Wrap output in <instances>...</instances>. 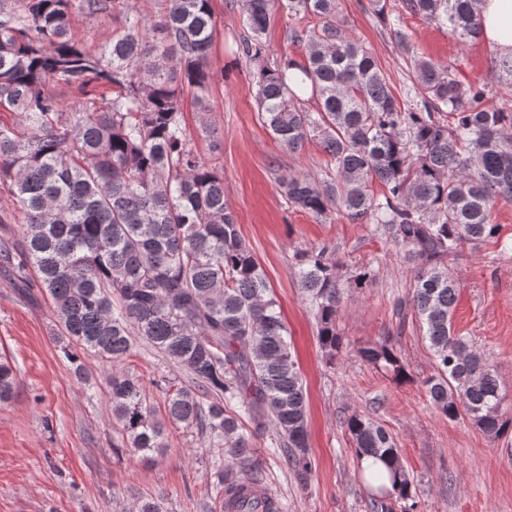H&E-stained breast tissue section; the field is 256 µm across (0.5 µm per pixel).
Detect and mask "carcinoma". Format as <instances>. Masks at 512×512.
I'll use <instances>...</instances> for the list:
<instances>
[{
    "label": "carcinoma",
    "instance_id": "carcinoma-1",
    "mask_svg": "<svg viewBox=\"0 0 512 512\" xmlns=\"http://www.w3.org/2000/svg\"><path fill=\"white\" fill-rule=\"evenodd\" d=\"M156 14L131 0H0V190L12 206L0 224V268L17 272L26 297L53 305L62 356L82 377L78 350L119 365L137 336L185 368L194 386L168 394L158 416L143 380L112 371V414L124 447L151 458L166 447V423L196 430L227 466L251 461L267 429L295 481L308 486V416L302 378L266 275L224 201V174L191 145L186 90L211 129L204 93L217 74L210 50L218 30L212 0H158ZM245 30L237 52L256 64L253 87L262 125L291 153L317 140L325 177L289 173L279 188L289 206L317 219L341 213L373 225L414 270L400 302L429 343L436 374L430 403L450 420L468 419L487 436L512 427L490 364L456 334L457 280L448 263L462 246L496 234L488 211L512 200V53H496V83L465 84L448 66L414 60L413 93L400 100L374 54L346 34L339 0H238ZM482 0H401V8L466 46L481 38ZM294 20L290 40L304 60L266 61L272 14ZM120 21L101 47L73 39L75 15ZM100 97L67 106L54 88ZM381 184V191L373 189ZM300 288L330 359L344 290L363 288L376 269L339 274L335 249L306 250ZM363 360L397 378L406 368L393 345L360 348ZM16 373L0 356V402ZM364 472L372 512L413 497L393 436L361 414L345 420ZM227 512H272L218 479Z\"/></svg>",
    "mask_w": 512,
    "mask_h": 512
}]
</instances>
